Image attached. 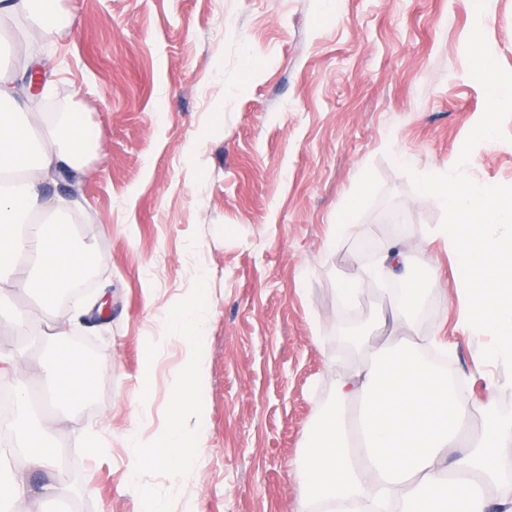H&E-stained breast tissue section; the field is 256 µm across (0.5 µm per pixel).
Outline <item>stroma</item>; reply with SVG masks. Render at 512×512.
<instances>
[{
  "label": "stroma",
  "mask_w": 512,
  "mask_h": 512,
  "mask_svg": "<svg viewBox=\"0 0 512 512\" xmlns=\"http://www.w3.org/2000/svg\"><path fill=\"white\" fill-rule=\"evenodd\" d=\"M70 25L44 39L24 17L0 43L44 51L46 95L100 134L78 168L48 186L70 197L63 217L91 247L86 309L70 341L97 369L92 396L54 428L73 460L67 497H23L18 512H303L290 464L358 352L343 330L369 334L394 290L366 281L352 313L336 296L350 260L398 248L424 297L413 343L445 344L471 403L494 397L512 415V377L484 368L459 330L462 287L436 235L443 209L414 192L409 172L451 170L480 120L483 87L466 43L474 0H59ZM497 62L512 71V0L484 21ZM464 168L484 186H512V117ZM8 303L37 312L39 334L0 314V351H22L35 388L72 301L44 304L14 288ZM204 307L208 378L194 405L205 447L185 437L180 477L135 466L133 430L165 422L185 368L174 324Z\"/></svg>",
  "instance_id": "stroma-1"
}]
</instances>
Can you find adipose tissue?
<instances>
[{
	"instance_id": "ef3b65f1",
	"label": "adipose tissue",
	"mask_w": 512,
	"mask_h": 512,
	"mask_svg": "<svg viewBox=\"0 0 512 512\" xmlns=\"http://www.w3.org/2000/svg\"><path fill=\"white\" fill-rule=\"evenodd\" d=\"M18 14L49 36L67 20L55 0H0V19ZM29 101L24 87L0 76V174H21L16 182H0V272H8L11 283L37 287L43 302L52 303L93 266L95 254L76 248L62 225L50 223L66 201L47 195L44 187L58 170L79 164L99 136L81 113L34 112ZM421 294L415 287L392 300L385 342L337 381L335 407L311 427L299 468L307 506L319 512H512V497L496 492L512 473L505 455L512 446V415L485 407L483 431L468 434L472 406L403 338ZM67 334L63 328L51 335L55 351L43 379L50 401L76 407L91 397L96 371L72 357ZM201 342L196 335L185 344L187 372L169 404L166 429L131 436L135 465L181 473L175 447L191 425L197 383L205 373ZM49 428L46 422L20 428L28 469L48 472L49 480L33 489L24 473L0 472V512H13L30 493L43 499L66 493Z\"/></svg>"
}]
</instances>
